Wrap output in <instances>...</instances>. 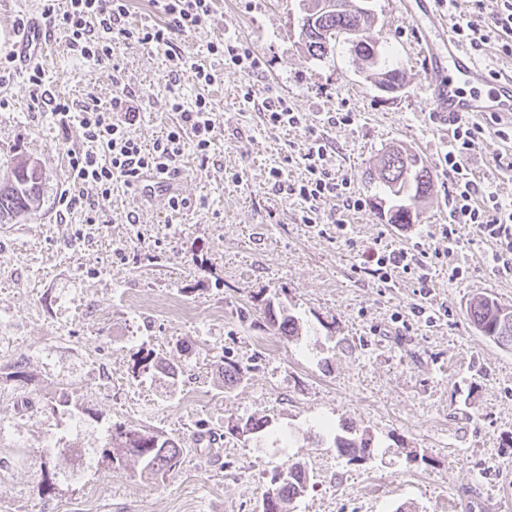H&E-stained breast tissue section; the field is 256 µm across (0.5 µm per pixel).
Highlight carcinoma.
Here are the masks:
<instances>
[{"label":"carcinoma","mask_w":512,"mask_h":512,"mask_svg":"<svg viewBox=\"0 0 512 512\" xmlns=\"http://www.w3.org/2000/svg\"><path fill=\"white\" fill-rule=\"evenodd\" d=\"M347 16L342 10L326 5V0H309L308 12L303 18L300 36L307 52L322 58L336 49V44L347 41ZM395 175H382L390 189L400 188L411 200H424L432 192L433 176L424 159L400 147L393 152ZM42 171L25 166L18 160L12 169V178L0 185V222L4 219H26L36 214L41 200ZM268 321L278 326L286 336L297 331L289 315H277L267 308ZM469 323L487 340L504 347H512V309L499 305L490 295L472 298L466 306ZM269 421L248 418L232 427V431L253 436L268 427ZM334 444L342 456L349 460L372 455L371 437L353 434L337 435ZM183 456L179 442L162 434L137 428L107 429V441L101 457L115 469H124L134 463L141 473L155 478L176 469ZM308 475L303 466L292 463L273 470L265 491L261 512H288V504L307 490Z\"/></svg>","instance_id":"obj_1"}]
</instances>
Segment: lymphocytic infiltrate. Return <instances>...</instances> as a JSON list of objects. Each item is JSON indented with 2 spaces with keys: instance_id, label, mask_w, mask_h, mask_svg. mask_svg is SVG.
<instances>
[{
  "instance_id": "f902f5d3",
  "label": "lymphocytic infiltrate",
  "mask_w": 512,
  "mask_h": 512,
  "mask_svg": "<svg viewBox=\"0 0 512 512\" xmlns=\"http://www.w3.org/2000/svg\"><path fill=\"white\" fill-rule=\"evenodd\" d=\"M155 9L141 15L135 24H127L130 0H69L54 27L68 37L87 61L102 64L112 58V47L128 40L164 50L174 71L193 70L198 84H213L215 76L198 63L187 62L176 51L179 36L195 31L213 16L214 0H153ZM502 8L492 25H483L480 16L459 18L454 23L455 34L472 43H488L492 36L502 37V50L512 55V0H501ZM172 111L179 120L165 138L156 140L151 149H143L131 128L140 118L133 100L125 88L112 92L109 106H87L74 110L72 102L55 101L52 115L61 126L78 123L85 149L69 154V180L60 197L66 207L84 200V190L92 186L98 197L108 199L112 185L120 181L134 186L144 177L166 180L175 169L184 140H191L201 157H208L216 115L205 98H197L194 109H184L179 98H172ZM482 127L468 118L456 117L448 122V151L445 161L453 189L448 196V227L445 236L449 246L457 244V227L475 226L480 236L497 246L492 260L501 273L512 272V200L506 201L483 187L472 176L467 161L474 151ZM327 144L313 140L303 156L306 175L298 181L285 177L283 171L269 172L281 193L297 198L305 205L304 223H317L320 205L327 199H337L342 208L355 210L362 200L350 180L337 178L324 165ZM363 262L369 275L381 281L391 279L394 272L419 270L421 285H428V272L416 254L405 248H374L365 253Z\"/></svg>"
}]
</instances>
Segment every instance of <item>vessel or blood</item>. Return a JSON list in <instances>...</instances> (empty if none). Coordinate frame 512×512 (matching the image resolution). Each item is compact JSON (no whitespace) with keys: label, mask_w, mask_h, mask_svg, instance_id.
<instances>
[{"label":"vessel or blood","mask_w":512,"mask_h":512,"mask_svg":"<svg viewBox=\"0 0 512 512\" xmlns=\"http://www.w3.org/2000/svg\"><path fill=\"white\" fill-rule=\"evenodd\" d=\"M417 7L430 24L420 41L430 76L429 103L436 122L444 125L460 114L475 118L489 113L512 115V78H493L463 44L449 35L438 0H417ZM47 43L39 24L29 26L18 45L20 63L27 66L45 59ZM488 85L493 92L486 96L482 89Z\"/></svg>","instance_id":"obj_1"}]
</instances>
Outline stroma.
<instances>
[{"mask_svg":"<svg viewBox=\"0 0 512 512\" xmlns=\"http://www.w3.org/2000/svg\"><path fill=\"white\" fill-rule=\"evenodd\" d=\"M369 6L371 39L405 73L394 94L346 43L322 58L307 53L306 0H216L214 20L176 43L217 72L206 89L190 71L171 76L163 52L120 44L113 65L97 66L57 34L39 94L23 70L0 84V183L21 158L43 176L36 215L0 223V512H259L271 472L295 461L309 482L290 512H512V348L464 316L479 293L512 308V274L493 270L492 244L468 224L446 256L448 133L431 119L415 39L422 18L416 0ZM220 37L254 49L262 69L248 75L209 55ZM116 79L141 114L133 132L144 148L177 121L174 88L188 108L209 99L214 145L204 160L185 144L163 185H115L90 224L85 207L59 203L68 154L83 139L78 125L53 120L50 101L105 103ZM276 98L301 113L300 128L266 125L261 104ZM329 112L355 120L332 127ZM500 127L512 117L484 124L470 168L512 199V140L497 137ZM315 136L363 206L330 200L321 223L306 224L269 171L303 177ZM396 144L420 154L434 179L411 224L390 223L377 178ZM174 195L185 209L171 210ZM340 221L348 238L336 234ZM378 241L421 245L428 290L413 273L385 284L361 272L362 252ZM419 305L440 319L415 316ZM270 306L294 316L297 336L267 322ZM145 357L151 369L134 373ZM227 362L247 369L231 387ZM18 363L28 385L10 377ZM168 364L177 383L161 371ZM250 416L268 420L264 437L232 433ZM109 422L178 440L181 465L144 479L99 462ZM346 425L370 434V459L339 455L333 438ZM46 471L54 489L43 496Z\"/></svg>","mask_w":512,"mask_h":512,"instance_id":"1","label":"stroma"}]
</instances>
